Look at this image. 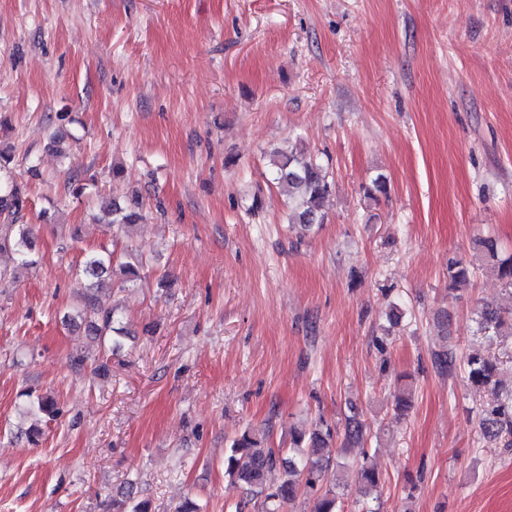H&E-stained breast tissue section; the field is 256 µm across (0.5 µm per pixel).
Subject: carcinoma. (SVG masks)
<instances>
[{
  "label": "carcinoma",
  "instance_id": "cac0c4a2",
  "mask_svg": "<svg viewBox=\"0 0 512 512\" xmlns=\"http://www.w3.org/2000/svg\"><path fill=\"white\" fill-rule=\"evenodd\" d=\"M271 165L277 185L295 207L291 220L305 226L323 223L325 202L333 193L334 183L317 158L303 150L287 153L275 149L271 152ZM26 207L27 197L17 185L0 190V216L10 221L8 227L13 229L12 236H0V252L11 250L19 257L22 266L33 268L39 259L33 257L31 225L19 223ZM105 207L112 211V220L108 224L123 230L144 219L142 206L135 198L124 204L116 201L107 203ZM477 244L487 267L504 286L512 289V257H501L496 241L490 237L479 239ZM82 273L92 280V285L78 303V317L86 324L88 335L98 341L99 349L111 353L120 345L119 337L126 331L116 309L102 306L97 292L105 282L116 277L124 284L134 283L137 271L133 264L116 260L113 252L105 249L85 256ZM472 274L470 265L463 260L448 262V280L452 287L469 285ZM475 323L477 335L486 343V350L464 357L466 383L494 395L492 402L478 408L481 429L484 436L499 441L505 448H512V387H507L501 379V361L492 351L499 336L505 333L512 335V312L484 305L476 312ZM433 364L439 371L453 374V351L434 352ZM30 409L48 419H54L61 413L56 399L49 395L35 397L30 401ZM290 436L297 455L294 460L284 459L267 447L266 435L251 428L234 439L225 453L224 474L230 485L248 494L264 496L266 512H279L281 504L295 500L301 488L312 490L322 478L318 456L327 446V435L292 431ZM345 440L352 446L363 443V423L355 415L346 419ZM275 469L283 471V479L275 488L268 490L265 488L266 477Z\"/></svg>",
  "mask_w": 512,
  "mask_h": 512
}]
</instances>
